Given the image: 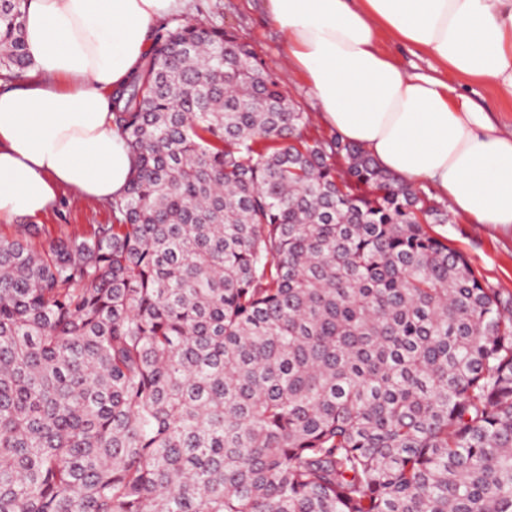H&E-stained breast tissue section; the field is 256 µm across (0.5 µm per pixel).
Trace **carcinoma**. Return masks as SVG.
<instances>
[{"instance_id":"carcinoma-1","label":"carcinoma","mask_w":512,"mask_h":512,"mask_svg":"<svg viewBox=\"0 0 512 512\" xmlns=\"http://www.w3.org/2000/svg\"><path fill=\"white\" fill-rule=\"evenodd\" d=\"M112 102V222L0 226V512H512V295L447 205L208 19Z\"/></svg>"}]
</instances>
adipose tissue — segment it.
Wrapping results in <instances>:
<instances>
[{"instance_id":"adipose-tissue-1","label":"adipose tissue","mask_w":512,"mask_h":512,"mask_svg":"<svg viewBox=\"0 0 512 512\" xmlns=\"http://www.w3.org/2000/svg\"><path fill=\"white\" fill-rule=\"evenodd\" d=\"M189 0H25L30 66L0 79V223L51 209L59 187L109 203L131 155L112 93L143 65L160 19ZM322 123L408 183L428 181L472 224L512 226V130L457 81L512 101V0H266ZM429 58L412 72L382 38Z\"/></svg>"}]
</instances>
